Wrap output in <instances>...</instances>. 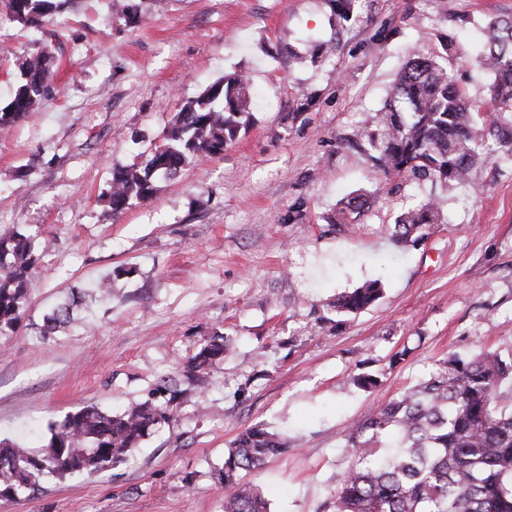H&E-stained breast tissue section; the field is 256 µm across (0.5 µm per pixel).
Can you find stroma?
Listing matches in <instances>:
<instances>
[{
  "label": "stroma",
  "mask_w": 512,
  "mask_h": 512,
  "mask_svg": "<svg viewBox=\"0 0 512 512\" xmlns=\"http://www.w3.org/2000/svg\"><path fill=\"white\" fill-rule=\"evenodd\" d=\"M495 18L512 0H356L346 20L331 0H142L132 26L110 0H75L38 29L0 18V100L24 49L58 66L55 93L0 135V230L42 250L24 319L0 336V439L37 448L83 405L116 414L168 379L186 392L128 461L0 512H222L224 456L255 424L290 441L250 475L270 512H319L344 434L376 403L450 354L512 353V164L431 183L384 176L348 144L418 50L489 105L475 60ZM233 71L264 95L252 122L113 215V165L146 161L183 101ZM429 199V238L398 245L397 216ZM106 277L111 299L88 296ZM374 279L382 298L337 319L330 302ZM74 287L75 323L44 335ZM216 335L223 361L187 372ZM361 373L380 386H355Z\"/></svg>",
  "instance_id": "35a3bbf8"
}]
</instances>
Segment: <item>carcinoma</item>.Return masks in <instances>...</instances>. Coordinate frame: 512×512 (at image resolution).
Listing matches in <instances>:
<instances>
[{
    "instance_id": "cac0c4a2",
    "label": "carcinoma",
    "mask_w": 512,
    "mask_h": 512,
    "mask_svg": "<svg viewBox=\"0 0 512 512\" xmlns=\"http://www.w3.org/2000/svg\"><path fill=\"white\" fill-rule=\"evenodd\" d=\"M72 0H0V12L23 29L64 12ZM141 0H112L117 18L132 24ZM476 63L492 76L494 112L470 102L433 58L415 53L394 81L379 118L358 127L352 143L368 145L369 160L385 175L412 174L440 182L462 181L477 165L512 161V19L492 20ZM54 58L42 51L19 65L10 99L0 102V132L13 128L48 94ZM248 80L226 73L186 101L144 165L115 166L106 197L115 215L148 200L159 176H173L200 157L224 152L250 123ZM496 128L501 155L478 133ZM436 223L431 202L397 217L393 237L416 246ZM40 255L33 237L17 228L0 233V335L16 331L25 313L27 284ZM383 295L371 280L330 303L338 315L361 312ZM78 303L66 299L44 317V333L75 322ZM224 358V337L213 336L189 367L198 371ZM173 400L137 401L119 414L84 406L48 427L34 451L0 441V497L27 499L46 477L98 473L126 460L158 426L172 420ZM350 464L320 512H512V355L480 350L450 355L429 378L373 408L345 434ZM288 452V438L260 426L242 430L228 448L219 484L224 512H269L247 475Z\"/></svg>"
}]
</instances>
